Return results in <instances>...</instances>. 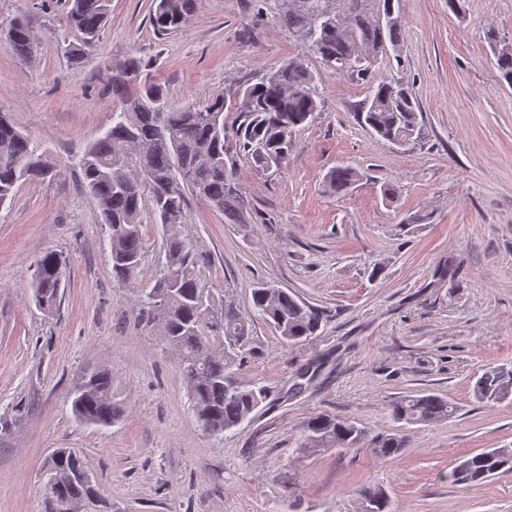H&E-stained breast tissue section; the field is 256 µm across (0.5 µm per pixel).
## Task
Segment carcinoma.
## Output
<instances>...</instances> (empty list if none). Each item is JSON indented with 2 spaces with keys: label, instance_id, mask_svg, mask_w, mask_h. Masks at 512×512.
I'll return each instance as SVG.
<instances>
[{
  "label": "carcinoma",
  "instance_id": "obj_1",
  "mask_svg": "<svg viewBox=\"0 0 512 512\" xmlns=\"http://www.w3.org/2000/svg\"><path fill=\"white\" fill-rule=\"evenodd\" d=\"M196 0H156L150 16L154 30L168 34L180 29L195 9ZM110 0H68L66 25L77 39L60 47L69 66L77 70L89 61L90 44L108 19ZM402 0H252L256 18L271 17L288 29L337 76L361 81L366 95L356 117L371 134L411 151L424 143L425 125L412 91L402 82L376 79L381 62L402 50ZM14 37L10 46L22 63L33 61L36 40L28 22L8 20ZM495 65L512 85V45L487 32ZM109 89L116 107L112 125L81 158L82 191L96 202L100 224L109 236L112 278L134 285L149 277L151 288L135 295L140 312L159 326L166 343L178 355L191 408L202 429L221 439L251 419L270 397L257 382L239 380L238 371L259 356L252 324L268 323L287 346L317 335L324 312L271 283L251 291L250 314L215 295L201 277L206 257L185 229L188 197L196 196L224 214L226 224H248L251 205L243 193L231 151L238 149L263 170L285 167L297 132L309 125L322 103L316 72L296 56L270 69L259 82L245 84L229 102L221 95L204 96L188 106H176L165 86L151 78L141 58L129 54L115 64ZM237 113L235 143H230L224 113ZM56 174L46 155L5 112H0V206L10 200L21 181ZM357 169L334 167L326 179L329 191L347 193L359 180ZM165 229L162 260L145 266L144 213ZM66 266L56 251L43 253L32 286L35 304L47 314L60 304L57 270ZM314 353L298 373L293 390L302 389L321 365ZM480 400L499 402L512 397V366L482 369L474 384ZM74 415L92 425L109 426L123 414L112 390V373L96 369L84 375L72 399ZM457 406L436 392H412L390 404L391 419L406 425L439 424ZM370 440L382 458H395L407 446L402 433L368 431L357 421L318 413L310 416L300 448H357ZM84 457L59 448L47 467L42 512L49 500H63L91 512H111V503L92 491L81 478ZM512 472V445L473 453L449 474L456 485L474 486L500 473ZM362 512H394L387 494L375 486L357 490Z\"/></svg>",
  "mask_w": 512,
  "mask_h": 512
}]
</instances>
